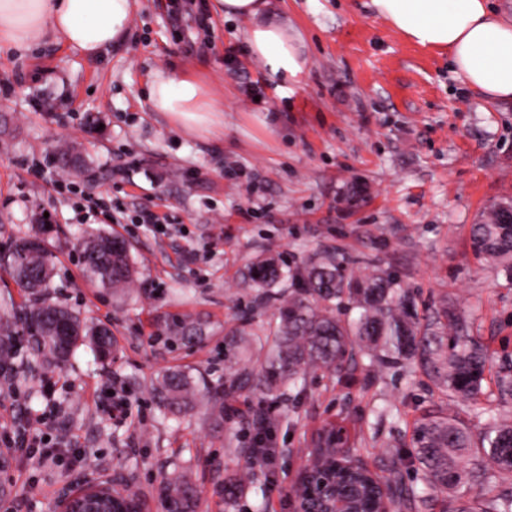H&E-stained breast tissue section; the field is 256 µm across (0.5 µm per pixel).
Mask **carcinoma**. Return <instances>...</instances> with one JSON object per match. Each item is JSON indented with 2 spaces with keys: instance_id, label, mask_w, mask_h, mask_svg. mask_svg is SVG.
Returning a JSON list of instances; mask_svg holds the SVG:
<instances>
[{
  "instance_id": "obj_1",
  "label": "carcinoma",
  "mask_w": 512,
  "mask_h": 512,
  "mask_svg": "<svg viewBox=\"0 0 512 512\" xmlns=\"http://www.w3.org/2000/svg\"><path fill=\"white\" fill-rule=\"evenodd\" d=\"M112 236L96 233L88 241L99 248L84 261V274L100 287L117 291L130 286L134 270L127 246L112 247ZM27 238L10 245L18 262L8 261L17 284L35 291L48 285L51 272L42 269L52 262L44 248L25 249ZM474 251L496 260L504 273L512 274V224H503L497 206H491L482 219L472 225ZM346 259L336 252H316L283 273L274 259L253 264L248 281L261 290L260 297L278 303V322L271 330L264 366L252 373L233 371L228 383L202 394L193 377L184 370H169L156 379L153 391L169 413L185 414L200 402H206L215 422L224 419L226 401L237 393L251 390L273 393L288 385L298 386L308 371L328 376L340 372L353 349L367 357L369 370L383 374L387 370L413 363L441 394L476 398L482 393L488 362L486 348L464 335L465 325L448 312V305L435 311L427 323L417 319L414 302L398 279L386 271L360 278L345 274ZM349 305L357 316L341 320L336 311ZM67 318L81 328L64 349H59L54 328ZM15 316L0 312V359L15 357L11 345ZM22 329L33 343L36 356L48 365L65 360L80 342L90 345L104 361L112 357V334L89 325L67 309L53 303L36 301L25 311ZM496 389L501 401L512 402V363L498 372ZM348 439L342 429L318 436L309 451L311 480L320 468L334 466L339 478L340 496L355 498L362 512H407L417 501L436 502L438 495L453 492L469 479L479 487L468 501H443L442 512H512V491L498 489L497 475L512 473V415L488 411L478 434L463 420L438 413L415 423L412 454L422 471L429 493L420 497L414 487L402 481L383 482L367 469L352 464L347 457ZM477 461L468 471L465 462ZM112 493L124 495L133 512H144L141 495L122 480H116ZM163 503L167 512H197L195 489L186 474L173 472L166 480Z\"/></svg>"
}]
</instances>
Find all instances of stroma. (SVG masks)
Listing matches in <instances>:
<instances>
[{
	"instance_id": "stroma-1",
	"label": "stroma",
	"mask_w": 512,
	"mask_h": 512,
	"mask_svg": "<svg viewBox=\"0 0 512 512\" xmlns=\"http://www.w3.org/2000/svg\"><path fill=\"white\" fill-rule=\"evenodd\" d=\"M208 2L138 0L126 39L97 59L53 43L0 53V248L40 234L55 261L51 300L117 341L112 360L82 345L50 367L16 340L21 379L0 378L2 507L60 512L64 493L121 473L162 512L164 481L182 466L198 512H295L311 443L336 425L354 460L418 484L416 420L467 404L440 402L407 366L375 376L353 363L307 375L299 392H242L219 423L202 407L163 417L152 383L168 368L214 386L228 366L259 367L256 339L277 304L259 305L242 275L264 254L292 265L333 249L348 272L389 271L419 318L447 305L489 347L492 369L512 360V282L470 234L485 208L512 199V100L456 78L447 54L400 36L370 0H273L309 59L299 83L279 88L249 56L243 23ZM173 67L223 89V129L191 134L152 111L149 77ZM62 148L79 162L59 167ZM145 211L159 225L141 223ZM93 231L127 241L133 288L115 294L85 276L79 247ZM116 395L122 419L110 413ZM264 418L275 477L225 500ZM21 427L63 444L6 448Z\"/></svg>"
}]
</instances>
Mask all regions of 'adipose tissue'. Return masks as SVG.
<instances>
[{"instance_id": "adipose-tissue-1", "label": "adipose tissue", "mask_w": 512, "mask_h": 512, "mask_svg": "<svg viewBox=\"0 0 512 512\" xmlns=\"http://www.w3.org/2000/svg\"><path fill=\"white\" fill-rule=\"evenodd\" d=\"M137 0H0V49L24 50L60 43L99 57L123 41ZM377 17L404 38L447 51L454 71L492 100L512 98V20L488 0H371ZM215 12L245 22L253 59L271 79L299 82L308 68L300 33L273 21L268 0H213ZM221 94L184 69L155 72L148 99L192 134H207L220 121Z\"/></svg>"}]
</instances>
